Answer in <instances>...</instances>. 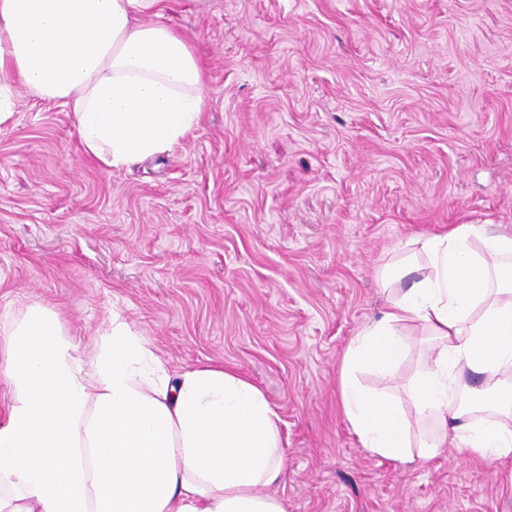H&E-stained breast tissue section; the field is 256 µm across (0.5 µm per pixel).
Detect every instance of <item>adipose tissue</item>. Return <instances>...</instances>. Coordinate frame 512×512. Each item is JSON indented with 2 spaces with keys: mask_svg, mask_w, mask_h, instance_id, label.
<instances>
[{
  "mask_svg": "<svg viewBox=\"0 0 512 512\" xmlns=\"http://www.w3.org/2000/svg\"><path fill=\"white\" fill-rule=\"evenodd\" d=\"M162 0H0V124L19 91L70 112L86 155L127 168L173 150L199 124L203 73L159 22ZM382 274L386 310L348 347L346 418L362 448L400 463L445 447L512 459V234L460 224L417 238ZM0 512H286L269 492L284 468L280 418L237 370L171 377L119 311L89 356L52 309L0 315ZM418 323L433 337L408 399L361 386L392 376ZM482 378L464 387L462 376ZM465 401H457V393ZM448 423L413 438L415 422Z\"/></svg>",
  "mask_w": 512,
  "mask_h": 512,
  "instance_id": "1",
  "label": "adipose tissue"
}]
</instances>
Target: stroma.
<instances>
[{"instance_id": "35a3bbf8", "label": "stroma", "mask_w": 512, "mask_h": 512, "mask_svg": "<svg viewBox=\"0 0 512 512\" xmlns=\"http://www.w3.org/2000/svg\"><path fill=\"white\" fill-rule=\"evenodd\" d=\"M203 71L199 125L131 168L20 93L0 125V313L39 303L89 354L118 310L169 373L262 387L287 512H512V469L444 448L397 463L342 409L383 265L457 224L512 234V0H166ZM386 384L405 397L422 326Z\"/></svg>"}]
</instances>
